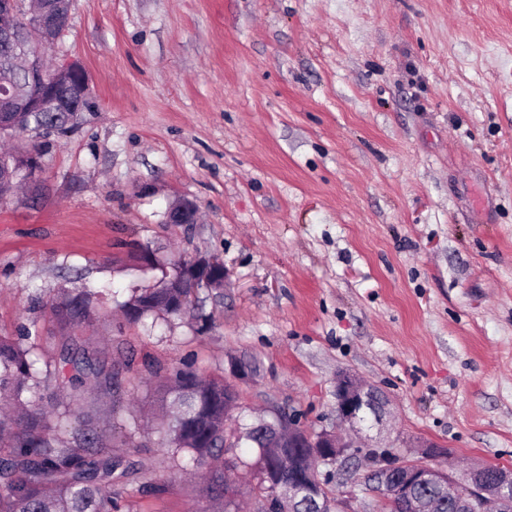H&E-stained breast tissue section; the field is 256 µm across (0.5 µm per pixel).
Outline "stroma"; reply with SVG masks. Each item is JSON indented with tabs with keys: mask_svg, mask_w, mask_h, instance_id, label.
I'll return each instance as SVG.
<instances>
[{
	"mask_svg": "<svg viewBox=\"0 0 512 512\" xmlns=\"http://www.w3.org/2000/svg\"><path fill=\"white\" fill-rule=\"evenodd\" d=\"M48 56L95 109L0 141L45 162L0 199V336L36 326L49 394L63 344L122 367L87 403L137 430L120 512L193 503L151 429L186 362L235 386L231 429L273 406L336 430L344 371L389 395L393 457L512 470V0H72ZM183 201L198 223H167ZM198 254L227 272L211 332L124 318ZM84 288L92 319L61 324Z\"/></svg>",
	"mask_w": 512,
	"mask_h": 512,
	"instance_id": "1",
	"label": "stroma"
}]
</instances>
